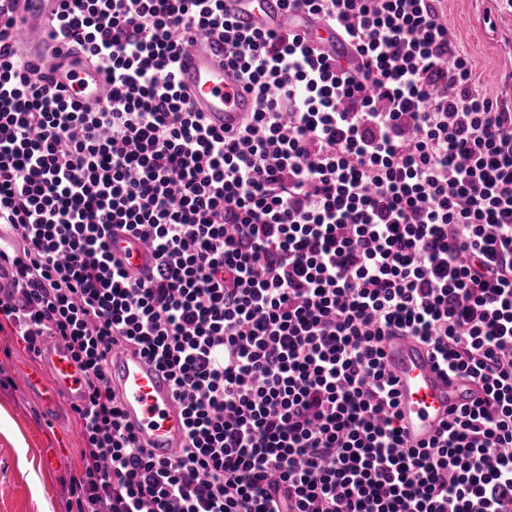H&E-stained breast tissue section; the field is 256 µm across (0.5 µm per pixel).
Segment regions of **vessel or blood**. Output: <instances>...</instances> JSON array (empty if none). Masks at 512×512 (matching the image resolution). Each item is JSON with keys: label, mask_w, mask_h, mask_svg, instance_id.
Masks as SVG:
<instances>
[{"label": "vessel or blood", "mask_w": 512, "mask_h": 512, "mask_svg": "<svg viewBox=\"0 0 512 512\" xmlns=\"http://www.w3.org/2000/svg\"><path fill=\"white\" fill-rule=\"evenodd\" d=\"M58 6L59 0H21L20 39L53 86L76 89L85 104L103 102L107 87L101 70L78 60L67 48L55 53L45 49L47 22ZM233 14L243 25L253 27L299 33L306 24L302 14H288L280 0H233ZM177 78L192 91L193 110L205 113L216 127H238L254 108L252 94L225 70L214 44L186 47ZM112 250L139 268L152 262L141 243L129 237H115ZM383 351L397 383L404 436L411 445L425 443L451 408L469 403L471 387L446 378L411 337H387ZM19 372L28 390L39 398L46 416L54 415L60 397H67L74 405L83 399L85 375L58 341H46L39 363L21 365ZM110 382L120 395L127 422L152 456L176 459L184 441L183 408L164 372L139 352L116 346L112 349Z\"/></svg>", "instance_id": "b4317fda"}]
</instances>
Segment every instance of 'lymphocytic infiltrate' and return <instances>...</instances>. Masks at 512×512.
<instances>
[{"label":"lymphocytic infiltrate","mask_w":512,"mask_h":512,"mask_svg":"<svg viewBox=\"0 0 512 512\" xmlns=\"http://www.w3.org/2000/svg\"><path fill=\"white\" fill-rule=\"evenodd\" d=\"M17 2L0 0V321L86 375L74 512H512V105L441 0H281L312 22L298 35L226 0H59L51 41L106 74L98 105L47 83ZM194 35L256 100L238 128L177 81ZM121 233L151 266L113 253ZM398 335L477 387L417 447L382 349ZM118 340L173 382L175 460L123 417Z\"/></svg>","instance_id":"lymphocytic-infiltrate-1"}]
</instances>
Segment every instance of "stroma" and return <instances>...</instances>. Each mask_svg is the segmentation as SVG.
<instances>
[{
    "mask_svg": "<svg viewBox=\"0 0 512 512\" xmlns=\"http://www.w3.org/2000/svg\"><path fill=\"white\" fill-rule=\"evenodd\" d=\"M491 0H442L460 48L470 57L480 83L491 95L512 103V13L496 17L495 29L483 22ZM9 347V358L0 367L13 379L0 388V415L9 418L20 436L0 433V512H66L68 488L80 471L81 441L68 404H61L55 419H47L36 396L18 371L33 356L24 343L0 331V347ZM54 457L46 468L45 457Z\"/></svg>",
    "mask_w": 512,
    "mask_h": 512,
    "instance_id": "obj_1",
    "label": "stroma"
}]
</instances>
